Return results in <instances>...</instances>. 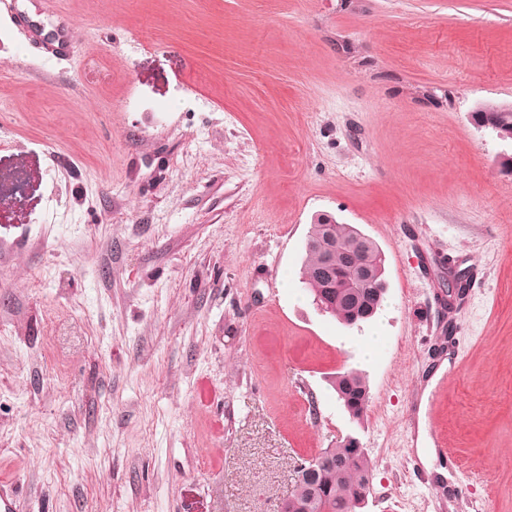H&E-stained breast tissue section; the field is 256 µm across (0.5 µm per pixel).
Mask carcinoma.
Here are the masks:
<instances>
[{"label":"carcinoma","mask_w":512,"mask_h":512,"mask_svg":"<svg viewBox=\"0 0 512 512\" xmlns=\"http://www.w3.org/2000/svg\"><path fill=\"white\" fill-rule=\"evenodd\" d=\"M334 251L336 262L327 267L324 258ZM362 254L368 258L367 288H329L334 278L343 284L353 257ZM301 279L313 296L326 305V313L342 324L361 323L373 318L383 306L387 294L385 259L378 245L352 224H329L321 228L310 224L305 240V256ZM466 275L448 271L452 286L450 298L462 301ZM337 399L350 418L359 421L369 399V388L364 374L357 370L339 373L331 381ZM370 463L363 451L354 446L352 438L339 441L324 449L312 470L294 472L291 491L283 499L280 512H358L368 501L370 491Z\"/></svg>","instance_id":"cac0c4a2"}]
</instances>
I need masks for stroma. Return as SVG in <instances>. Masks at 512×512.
Here are the masks:
<instances>
[{
	"label": "stroma",
	"mask_w": 512,
	"mask_h": 512,
	"mask_svg": "<svg viewBox=\"0 0 512 512\" xmlns=\"http://www.w3.org/2000/svg\"><path fill=\"white\" fill-rule=\"evenodd\" d=\"M22 12L74 52L33 49ZM489 102L512 106V0H0L19 512H278L349 436L363 512H512V144L474 122ZM318 214L385 257L371 321L300 280ZM422 246L446 258L426 278ZM452 265L474 285L450 316ZM351 369L357 423L329 385ZM435 432L460 464L441 484Z\"/></svg>",
	"instance_id": "obj_1"
}]
</instances>
